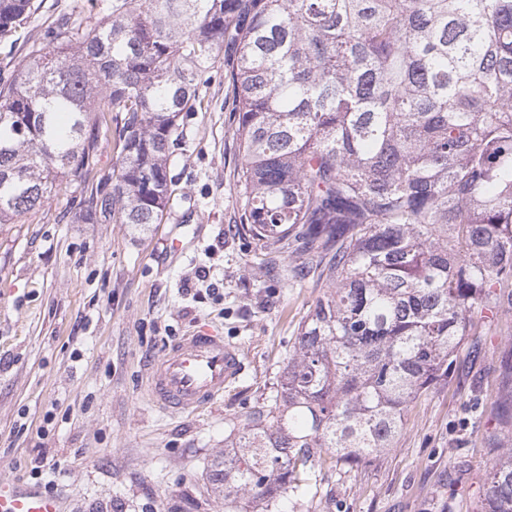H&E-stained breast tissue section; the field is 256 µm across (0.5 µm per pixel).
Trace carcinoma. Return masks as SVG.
I'll list each match as a JSON object with an SVG mask.
<instances>
[{
    "instance_id": "carcinoma-1",
    "label": "carcinoma",
    "mask_w": 512,
    "mask_h": 512,
    "mask_svg": "<svg viewBox=\"0 0 512 512\" xmlns=\"http://www.w3.org/2000/svg\"><path fill=\"white\" fill-rule=\"evenodd\" d=\"M40 8L0 0V41ZM77 9L0 75V224L72 190L80 224L161 223L179 119L232 53L241 225L265 263L318 254L289 274L326 291L206 480L224 512H275L323 465L394 447L474 318L512 310V0H112L86 24ZM491 470L487 512H512V453Z\"/></svg>"
}]
</instances>
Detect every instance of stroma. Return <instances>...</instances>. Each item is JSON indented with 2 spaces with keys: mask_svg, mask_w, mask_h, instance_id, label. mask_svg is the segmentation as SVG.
<instances>
[{
  "mask_svg": "<svg viewBox=\"0 0 512 512\" xmlns=\"http://www.w3.org/2000/svg\"><path fill=\"white\" fill-rule=\"evenodd\" d=\"M68 0H43L13 69ZM232 55L184 113L162 223L76 224L45 202L0 225V479L60 495L64 512H224L205 473L229 419L271 395L298 328L322 293L264 264L240 230ZM209 284L185 292L199 267ZM218 295H211V288ZM208 325L239 344L245 370L222 399L169 415L141 392L149 359ZM512 451V310L481 322L448 376L413 402L394 448L322 469L312 496L280 512H485L490 465Z\"/></svg>",
  "mask_w": 512,
  "mask_h": 512,
  "instance_id": "1",
  "label": "stroma"
}]
</instances>
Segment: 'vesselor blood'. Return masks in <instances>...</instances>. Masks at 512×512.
<instances>
[{
	"label": "vessel or blood",
	"instance_id": "vessel-or-blood-1",
	"mask_svg": "<svg viewBox=\"0 0 512 512\" xmlns=\"http://www.w3.org/2000/svg\"><path fill=\"white\" fill-rule=\"evenodd\" d=\"M244 364L240 346L203 328L179 337L147 366L146 391L165 412H191L222 397L238 381ZM0 512H63L57 495L0 479Z\"/></svg>",
	"mask_w": 512,
	"mask_h": 512
}]
</instances>
